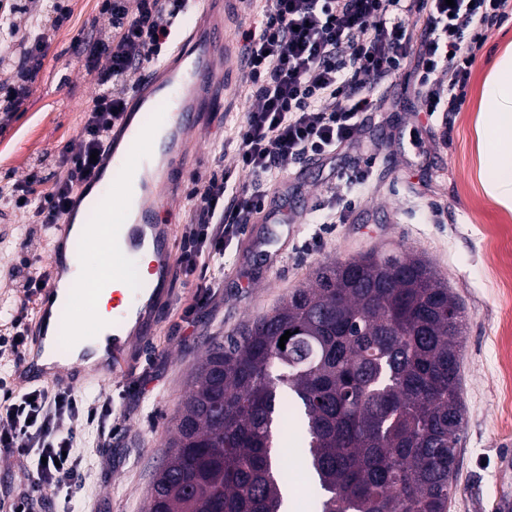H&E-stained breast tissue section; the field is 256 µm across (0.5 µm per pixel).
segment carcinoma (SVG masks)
<instances>
[{"mask_svg": "<svg viewBox=\"0 0 512 512\" xmlns=\"http://www.w3.org/2000/svg\"><path fill=\"white\" fill-rule=\"evenodd\" d=\"M463 310L421 256L334 261L206 348L145 512H280L292 392L319 512H448L464 407ZM291 336L285 348L279 340Z\"/></svg>", "mask_w": 512, "mask_h": 512, "instance_id": "carcinoma-1", "label": "carcinoma"}]
</instances>
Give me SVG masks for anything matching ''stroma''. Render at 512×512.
Here are the masks:
<instances>
[{"mask_svg":"<svg viewBox=\"0 0 512 512\" xmlns=\"http://www.w3.org/2000/svg\"><path fill=\"white\" fill-rule=\"evenodd\" d=\"M71 6V22L56 34L26 111L0 131V189L25 183L37 165L42 180L29 184L30 191L43 194L64 174L59 153L79 141L94 85L74 41L100 19V0H71ZM511 40L512 15L489 32L466 102L452 117L419 112L405 74L377 86L376 94L397 97L400 105L363 113L356 149L285 162L268 191L266 209L298 212L301 224L240 225L226 244L223 268L207 271L216 286L205 305L195 302L197 274L174 271L169 306L153 335L132 345L119 375L73 386L82 404L108 400L113 408L112 416L90 427L85 447L95 466L98 512H144L205 342L224 339L271 311L308 285L326 262L390 248L427 259L464 310V420L448 512H512V404L505 402L499 381L502 354L512 341L503 334L512 306L497 285L498 275L512 267V238H502L498 251L490 249L499 225H512V207L488 193L490 175L480 159L485 116L479 110L480 84ZM253 105L246 80H234L200 136L199 157L183 175L184 188L219 170L230 184L242 183L232 140ZM355 159L370 162L368 185L337 178ZM334 196L354 201L348 223H323L321 208ZM1 211L11 216L9 223L0 222V337L8 339L16 334L12 322L26 301L24 285L43 271L51 241L49 230L32 223L26 211L0 203ZM273 252L282 256L275 265L269 262Z\"/></svg>","mask_w":512,"mask_h":512,"instance_id":"35a3bbf8","label":"stroma"}]
</instances>
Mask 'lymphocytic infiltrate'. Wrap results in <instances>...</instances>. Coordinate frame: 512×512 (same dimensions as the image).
<instances>
[{"mask_svg":"<svg viewBox=\"0 0 512 512\" xmlns=\"http://www.w3.org/2000/svg\"><path fill=\"white\" fill-rule=\"evenodd\" d=\"M187 0H104L107 19L79 44L95 94L84 115L79 151L65 149V177L34 198L26 184L12 202L22 203L34 223L56 224L72 204L78 185L95 167L132 88L131 74L163 58L171 27ZM37 0H0V17L26 16L20 59L0 82V118L25 111L57 31L71 19L70 0H55L51 22L39 28ZM512 10V0H271L259 31H244L243 59L256 99L236 131L244 182L229 187L221 173L189 194L193 219L183 239L180 263L196 270L200 260L224 264V245L237 225L263 210L260 188L276 184L283 162L327 157L355 146L359 117L374 111V87L414 59L413 95L427 115L460 111L477 53L487 32ZM423 17L421 31L406 17ZM98 415L79 406L58 386L32 389L0 405V450L33 474L35 481L7 497L9 512H43L44 492L71 500L87 494L92 469L81 449L86 429Z\"/></svg>","mask_w":512,"mask_h":512,"instance_id":"obj_1","label":"lymphocytic infiltrate"}]
</instances>
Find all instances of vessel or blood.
Listing matches in <instances>:
<instances>
[{"label": "vessel or blood", "mask_w": 512, "mask_h": 512, "mask_svg": "<svg viewBox=\"0 0 512 512\" xmlns=\"http://www.w3.org/2000/svg\"><path fill=\"white\" fill-rule=\"evenodd\" d=\"M237 2L199 0L196 23L185 29L175 51L138 76L136 90L112 129L98 168L77 192L82 199L93 197L103 222L82 234V249L50 256L46 285L36 304L42 332L16 369L20 382L68 387L85 379L80 366L54 371L45 360L53 345L46 311L61 282H69L72 288L71 321L85 319L95 299L108 296L113 300L112 345L104 377L124 365L128 325H135L139 335L152 334L175 260L169 217L181 171L191 159L206 114L217 111L230 76L242 69L231 37ZM131 190L137 194L135 207L125 218H118L115 200ZM90 251L101 259L102 268L97 282L86 288L75 273ZM142 258L148 262L146 280L119 289L120 277L114 271L117 262L135 264Z\"/></svg>", "instance_id": "obj_1"}]
</instances>
